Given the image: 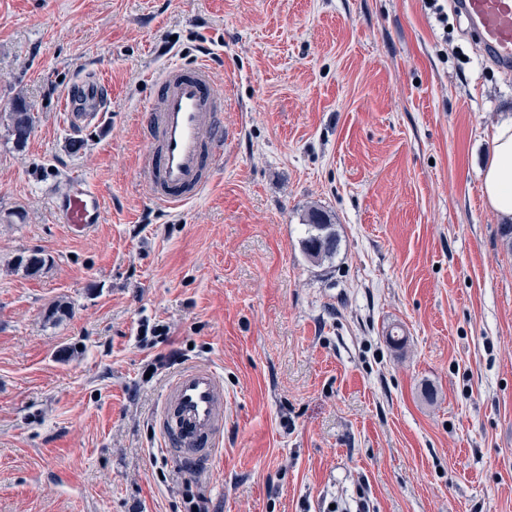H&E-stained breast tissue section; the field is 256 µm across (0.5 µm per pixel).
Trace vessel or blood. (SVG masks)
Instances as JSON below:
<instances>
[{
	"label": "vessel or blood",
	"instance_id": "vessel-or-blood-1",
	"mask_svg": "<svg viewBox=\"0 0 512 512\" xmlns=\"http://www.w3.org/2000/svg\"><path fill=\"white\" fill-rule=\"evenodd\" d=\"M484 56L512 71V0H459ZM156 96L143 115L147 149L139 162L155 203L179 208L198 199L213 183L228 154L231 132L224 124L229 90L217 86L207 62L186 67L170 63L155 78ZM104 80L79 81L67 95V123L79 129L106 109ZM60 223L84 232L102 223L97 193L74 185L54 199ZM224 378L207 364L185 366L166 382L155 427L177 466L190 472L209 468L224 441Z\"/></svg>",
	"mask_w": 512,
	"mask_h": 512
}]
</instances>
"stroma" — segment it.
I'll use <instances>...</instances> for the list:
<instances>
[{"label":"stroma","instance_id":"stroma-1","mask_svg":"<svg viewBox=\"0 0 512 512\" xmlns=\"http://www.w3.org/2000/svg\"><path fill=\"white\" fill-rule=\"evenodd\" d=\"M466 29L421 0H0V512H189L196 490L211 512H512V252L481 193L512 75ZM202 59L234 138L174 211L138 174L142 112L161 67ZM95 74L107 111L71 135L62 100ZM75 180L104 204L83 233L52 206ZM315 208L339 240L319 264ZM145 322L166 335L140 345ZM192 363L228 402L199 474L152 424ZM12 133L17 143H25L31 134L33 117L25 104H19L11 112ZM305 225L307 234L301 242L304 254L315 263L332 258L337 250L338 239L330 219L322 211L313 209Z\"/></svg>","mask_w":512,"mask_h":512}]
</instances>
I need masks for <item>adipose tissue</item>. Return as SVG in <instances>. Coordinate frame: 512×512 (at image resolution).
Returning <instances> with one entry per match:
<instances>
[{
  "label": "adipose tissue",
  "instance_id": "ef3b65f1",
  "mask_svg": "<svg viewBox=\"0 0 512 512\" xmlns=\"http://www.w3.org/2000/svg\"><path fill=\"white\" fill-rule=\"evenodd\" d=\"M486 204L503 220L512 222V121L495 127L490 159L482 176Z\"/></svg>",
  "mask_w": 512,
  "mask_h": 512
}]
</instances>
